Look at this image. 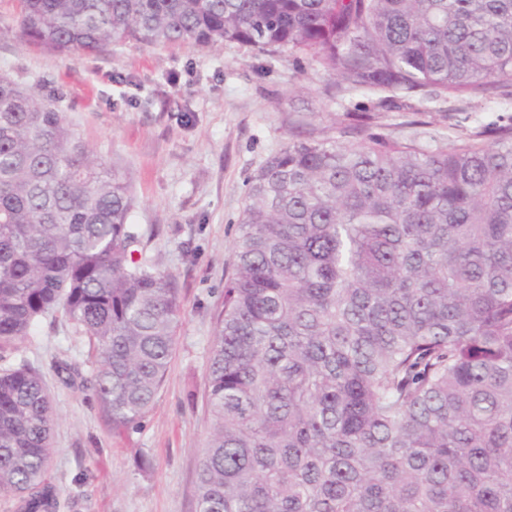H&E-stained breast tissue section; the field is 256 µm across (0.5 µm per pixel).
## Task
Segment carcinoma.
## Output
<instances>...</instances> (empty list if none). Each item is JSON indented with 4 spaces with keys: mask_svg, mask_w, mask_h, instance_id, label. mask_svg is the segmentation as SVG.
Wrapping results in <instances>:
<instances>
[{
    "mask_svg": "<svg viewBox=\"0 0 512 512\" xmlns=\"http://www.w3.org/2000/svg\"><path fill=\"white\" fill-rule=\"evenodd\" d=\"M19 38L308 56L336 92L512 88V0H20ZM292 137L253 176L215 317L197 512H512V129L492 143ZM125 179L0 74V355L62 313L137 430L180 322L132 258ZM43 379L0 368V494L57 512Z\"/></svg>",
    "mask_w": 512,
    "mask_h": 512,
    "instance_id": "1",
    "label": "carcinoma"
}]
</instances>
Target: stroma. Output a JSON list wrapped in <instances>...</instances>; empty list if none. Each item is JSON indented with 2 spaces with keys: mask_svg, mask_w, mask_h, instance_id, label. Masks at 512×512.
Listing matches in <instances>:
<instances>
[{
  "mask_svg": "<svg viewBox=\"0 0 512 512\" xmlns=\"http://www.w3.org/2000/svg\"><path fill=\"white\" fill-rule=\"evenodd\" d=\"M18 15V0H0V73L52 102L123 175L135 198L134 257L174 277L181 307L164 383L140 428L127 434L113 432L89 390L58 377L56 361L85 372L94 356L65 317L42 321L9 353L7 365L38 370L51 396L46 480L59 490L57 512H196L213 318L254 173L292 135L332 137L361 116L364 135L430 147L496 132L512 126V95L493 89L466 102L341 95L308 59L236 43L200 50L130 42L73 57L18 38ZM417 109L423 122L415 126Z\"/></svg>",
  "mask_w": 512,
  "mask_h": 512,
  "instance_id": "1",
  "label": "stroma"
}]
</instances>
